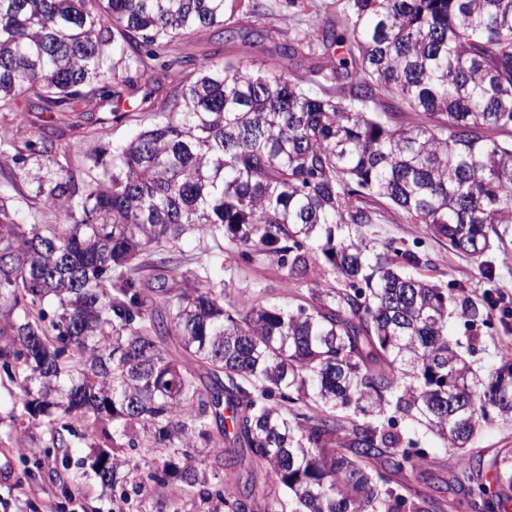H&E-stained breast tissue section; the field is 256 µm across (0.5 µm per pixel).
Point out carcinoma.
Wrapping results in <instances>:
<instances>
[{
	"label": "carcinoma",
	"mask_w": 512,
	"mask_h": 512,
	"mask_svg": "<svg viewBox=\"0 0 512 512\" xmlns=\"http://www.w3.org/2000/svg\"><path fill=\"white\" fill-rule=\"evenodd\" d=\"M259 0H0V130L25 99L95 135L140 127L83 182L55 133L25 149L0 133L18 177L57 225L0 194V370L20 379L14 426L62 452L89 440L113 512H148L151 484L176 483L171 512H424L389 486L417 465L405 423L458 450L448 483L497 512L512 499V448L466 449L512 416V359L483 374L448 320L507 324L505 297L415 274L428 259L364 228L384 207L483 260L512 224V0H347L341 28L301 31L310 74L200 60L159 105L134 83L146 55L183 66L176 42L231 27ZM325 85L311 93L306 85ZM141 93L124 109V96ZM196 238L202 255L181 244ZM227 241L308 285L288 308L246 307L217 288ZM153 257L148 278L139 260ZM197 268L187 275L181 267ZM210 453L202 465L195 448ZM247 454L274 487H240Z\"/></svg>",
	"instance_id": "obj_1"
}]
</instances>
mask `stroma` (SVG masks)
Wrapping results in <instances>:
<instances>
[{
  "label": "stroma",
  "instance_id": "obj_1",
  "mask_svg": "<svg viewBox=\"0 0 512 512\" xmlns=\"http://www.w3.org/2000/svg\"><path fill=\"white\" fill-rule=\"evenodd\" d=\"M264 19L251 17L246 11L236 14V36L226 39L219 33L198 34L181 40L180 50L191 61L210 57L220 61L248 64L263 62L272 68H287L289 74L305 75L314 69L308 59L296 66L286 65L280 58L281 44L287 43L296 30L339 24L346 0H263ZM53 126L61 143L70 147L73 163H85L87 155L107 154L113 145L135 133L134 125L122 122L112 125L99 138H86L56 123L53 115L26 112L11 123L9 136L16 145L30 138L32 124ZM378 243L390 240L416 246L430 260L422 274L430 281L445 286L458 283L466 287L472 298L505 295L512 297V264L502 265L504 256L512 257V224L499 227V238L487 255L496 266L494 279L481 276L476 264L465 254L449 249L444 240L426 234L409 223L403 213L384 209L378 222L366 229ZM213 276L218 287L231 293L239 302L249 303L255 294H262L271 304L288 305L294 301V286L288 285L274 259L252 256L244 260L237 250L225 248L224 264L215 268ZM512 357V328H497L482 333L471 359L475 367L486 369ZM21 395L18 382L9 381L0 372V512H112L111 494L101 493L98 484L83 475L82 462L88 454L85 443H76L69 451L68 462H61L55 450L44 449L30 454L21 444V434L12 423L13 411ZM419 446L424 461L402 478L405 485L425 498L426 512H448V479L455 471L451 450L431 438H423Z\"/></svg>",
  "mask_w": 512,
  "mask_h": 512
}]
</instances>
